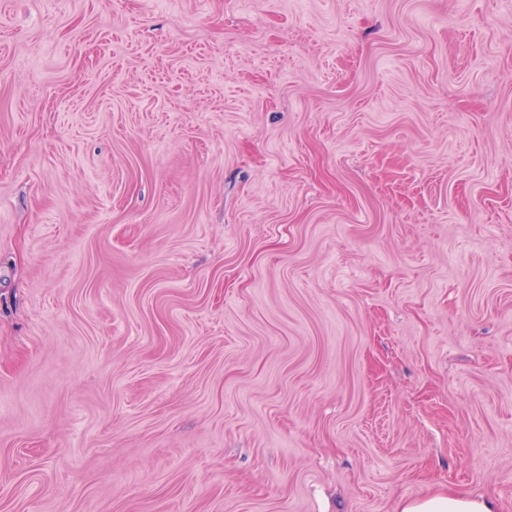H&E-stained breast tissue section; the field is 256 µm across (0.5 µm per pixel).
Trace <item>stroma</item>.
<instances>
[{"label": "stroma", "mask_w": 512, "mask_h": 512, "mask_svg": "<svg viewBox=\"0 0 512 512\" xmlns=\"http://www.w3.org/2000/svg\"><path fill=\"white\" fill-rule=\"evenodd\" d=\"M512 512V0H0V512ZM397 512H499L492 497L439 490L421 500L401 499Z\"/></svg>", "instance_id": "stroma-1"}]
</instances>
